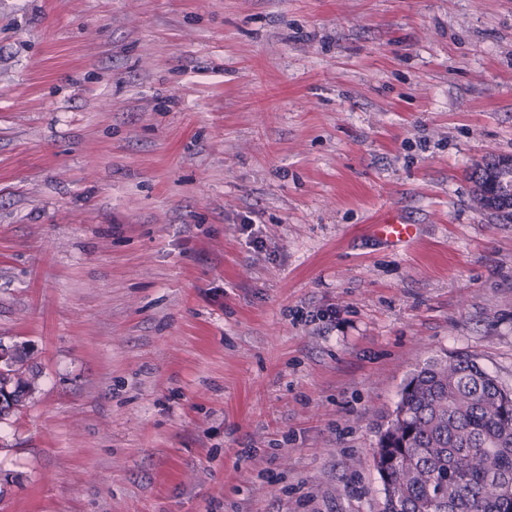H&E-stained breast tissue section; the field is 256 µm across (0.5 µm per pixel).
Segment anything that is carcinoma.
<instances>
[{
  "label": "carcinoma",
  "instance_id": "1",
  "mask_svg": "<svg viewBox=\"0 0 512 512\" xmlns=\"http://www.w3.org/2000/svg\"><path fill=\"white\" fill-rule=\"evenodd\" d=\"M24 357L0 363V419L32 392ZM382 512H512V393L468 354L413 370L373 451Z\"/></svg>",
  "mask_w": 512,
  "mask_h": 512
}]
</instances>
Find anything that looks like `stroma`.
I'll use <instances>...</instances> for the list:
<instances>
[{
  "mask_svg": "<svg viewBox=\"0 0 512 512\" xmlns=\"http://www.w3.org/2000/svg\"><path fill=\"white\" fill-rule=\"evenodd\" d=\"M502 156L512 0H0V512H380L418 364L512 391ZM507 182L501 176L497 177L496 173L488 172L478 185V193L489 204L508 208L510 203L512 205V185ZM371 235L389 246H407L414 241L417 235V226L403 224L391 218L382 224L370 225ZM25 374L22 353L12 350L9 360L0 363V419L24 406L31 394L33 383Z\"/></svg>",
  "mask_w": 512,
  "mask_h": 512,
  "instance_id": "stroma-1",
  "label": "stroma"
}]
</instances>
